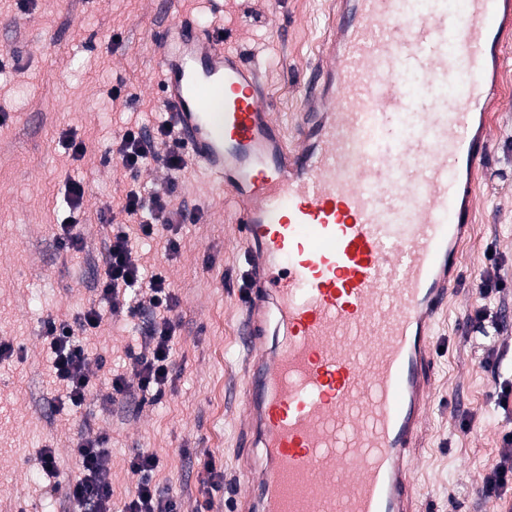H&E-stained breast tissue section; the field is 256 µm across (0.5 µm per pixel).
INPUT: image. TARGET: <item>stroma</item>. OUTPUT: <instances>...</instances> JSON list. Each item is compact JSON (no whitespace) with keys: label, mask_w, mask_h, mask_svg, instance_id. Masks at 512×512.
I'll use <instances>...</instances> for the list:
<instances>
[{"label":"stroma","mask_w":512,"mask_h":512,"mask_svg":"<svg viewBox=\"0 0 512 512\" xmlns=\"http://www.w3.org/2000/svg\"><path fill=\"white\" fill-rule=\"evenodd\" d=\"M332 10V0H0V54L18 58L0 75V340L16 350L0 365V512H69L68 482L78 472L71 448L79 437L99 435L110 438L115 503L134 490L130 458L147 450L159 459L154 484L177 498L181 512H234L244 366L239 332L249 266L234 238L229 197L190 161L174 175L154 164L133 180L119 164L103 165L101 156L124 127H150L163 115L153 35L182 15L256 60L278 119L294 130ZM500 41L504 66L463 247L462 300L441 311L434 325L418 512H484L482 477L498 459L504 425L492 393L512 376V294L505 297L503 333L491 342L477 344L468 321L480 302L489 244H496L502 273L512 279V20ZM69 130L86 146L76 160L60 143ZM70 178L87 189V246L77 254L56 241L69 217L64 185ZM171 179L175 203L199 206L198 220L179 227L178 253H166L159 237L140 240L135 252L144 267L166 275L179 299L172 313L173 383L159 400L119 395L103 408L111 396L107 378L125 372L128 351L142 352L147 321L108 316L84 338L91 356L105 361L100 382L81 407L60 404L44 323L75 321L97 302L107 236L99 211L129 187H160ZM45 447L56 452L57 475L41 469ZM207 454L224 474L219 485H211L198 463Z\"/></svg>","instance_id":"1"}]
</instances>
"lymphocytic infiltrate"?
Returning <instances> with one entry per match:
<instances>
[{
    "instance_id": "f902f5d3",
    "label": "lymphocytic infiltrate",
    "mask_w": 512,
    "mask_h": 512,
    "mask_svg": "<svg viewBox=\"0 0 512 512\" xmlns=\"http://www.w3.org/2000/svg\"><path fill=\"white\" fill-rule=\"evenodd\" d=\"M116 157L125 176L137 178L142 167L157 162L172 171L181 170L184 149L169 121H160L153 128L142 126L121 130L107 150ZM174 186L147 193L129 190L119 204L127 216L122 224L109 227L104 256V271L99 279L98 296L101 303H108L111 311L126 307L128 314L137 315L142 302L151 306L150 318L143 332L142 341L148 354H131L129 375L114 374L110 379L113 392L159 397L172 382L171 357L176 327L171 313L179 299L159 272L138 264L134 257L133 241L150 238L158 230L171 232L175 225L185 223L192 213L185 208H173ZM500 261H493L480 276L482 298L473 311L470 321L475 332L490 336L500 328L503 315L501 305L495 304L496 295L503 293L504 280L500 276ZM100 303V305H101ZM100 305L91 306L81 314L76 324L48 320L45 334L50 337L52 374L55 384L65 390L66 402L81 406L93 386L94 374L91 359L80 343L79 335L99 328L103 313ZM496 402L505 409L506 425L502 432L499 459L483 477L485 496L498 499L512 496V382L503 381L495 390ZM109 439L79 438L73 454L79 463L78 476L69 482L67 498L74 512H177L175 497L164 494L152 481L158 465L154 454L140 452L129 460V472L136 479L134 494L116 505L112 500V468Z\"/></svg>"
}]
</instances>
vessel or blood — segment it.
<instances>
[{"instance_id": "obj_1", "label": "vessel or blood", "mask_w": 512, "mask_h": 512, "mask_svg": "<svg viewBox=\"0 0 512 512\" xmlns=\"http://www.w3.org/2000/svg\"><path fill=\"white\" fill-rule=\"evenodd\" d=\"M295 141L259 68L185 17L168 120L250 269L234 512H414L434 320L455 294L501 67V0H336Z\"/></svg>"}]
</instances>
